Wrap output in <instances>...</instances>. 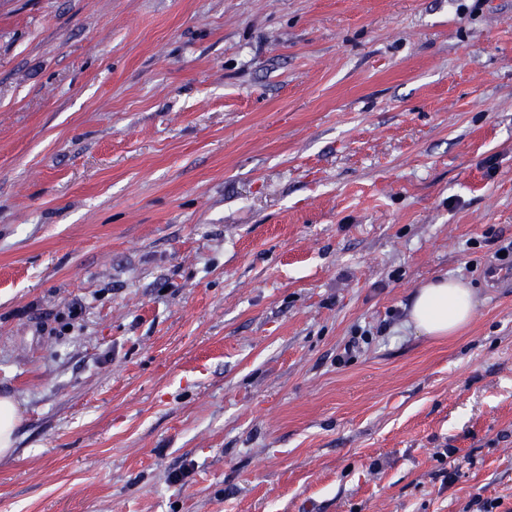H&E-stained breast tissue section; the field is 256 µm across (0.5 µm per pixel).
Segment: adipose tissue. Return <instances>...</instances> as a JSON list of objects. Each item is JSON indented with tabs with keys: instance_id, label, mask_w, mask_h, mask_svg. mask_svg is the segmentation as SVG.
<instances>
[{
	"instance_id": "adipose-tissue-1",
	"label": "adipose tissue",
	"mask_w": 512,
	"mask_h": 512,
	"mask_svg": "<svg viewBox=\"0 0 512 512\" xmlns=\"http://www.w3.org/2000/svg\"><path fill=\"white\" fill-rule=\"evenodd\" d=\"M478 303V295L469 283L440 276L417 288L410 304L408 324L417 335L445 339L470 324Z\"/></svg>"
}]
</instances>
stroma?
<instances>
[{
    "label": "stroma",
    "instance_id": "35a3bbf8",
    "mask_svg": "<svg viewBox=\"0 0 512 512\" xmlns=\"http://www.w3.org/2000/svg\"><path fill=\"white\" fill-rule=\"evenodd\" d=\"M511 242L512 0H0V512H512ZM478 304V295L469 283L455 277H436L417 288L407 325L419 336H457L472 321ZM20 421L21 416L13 399L8 396L0 397V458L12 453Z\"/></svg>",
    "mask_w": 512,
    "mask_h": 512
}]
</instances>
